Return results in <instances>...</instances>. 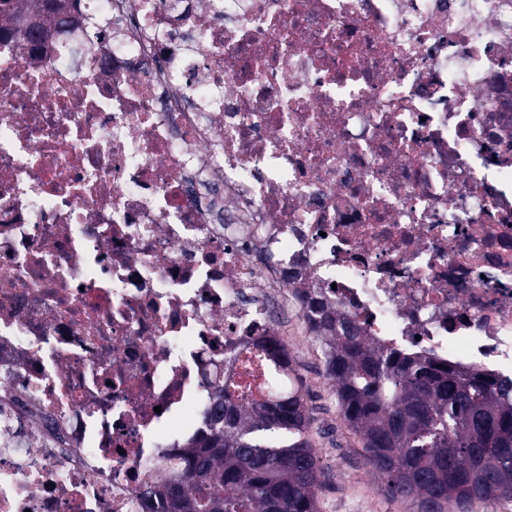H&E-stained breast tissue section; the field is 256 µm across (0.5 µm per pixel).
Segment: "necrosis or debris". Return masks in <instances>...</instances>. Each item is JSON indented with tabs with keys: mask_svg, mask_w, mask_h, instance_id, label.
Wrapping results in <instances>:
<instances>
[{
	"mask_svg": "<svg viewBox=\"0 0 512 512\" xmlns=\"http://www.w3.org/2000/svg\"><path fill=\"white\" fill-rule=\"evenodd\" d=\"M64 16L0 18V512H143L306 288L512 377V0Z\"/></svg>",
	"mask_w": 512,
	"mask_h": 512,
	"instance_id": "1",
	"label": "necrosis or debris"
}]
</instances>
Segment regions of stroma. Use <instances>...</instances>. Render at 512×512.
<instances>
[{
  "label": "stroma",
  "mask_w": 512,
  "mask_h": 512,
  "mask_svg": "<svg viewBox=\"0 0 512 512\" xmlns=\"http://www.w3.org/2000/svg\"><path fill=\"white\" fill-rule=\"evenodd\" d=\"M295 364L313 417L308 438L325 470L320 512H412L409 501L389 498L366 466L361 442L341 417L322 361L300 356Z\"/></svg>",
  "instance_id": "35a3bbf8"
}]
</instances>
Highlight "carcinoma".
<instances>
[{
    "label": "carcinoma",
    "mask_w": 512,
    "mask_h": 512,
    "mask_svg": "<svg viewBox=\"0 0 512 512\" xmlns=\"http://www.w3.org/2000/svg\"><path fill=\"white\" fill-rule=\"evenodd\" d=\"M345 424L387 494L416 512H469L512 499V377L457 368L424 351L367 343L355 323L308 299ZM302 387L248 412L217 401L183 467L146 491L152 512H319L320 458Z\"/></svg>",
    "instance_id": "cac0c4a2"
}]
</instances>
